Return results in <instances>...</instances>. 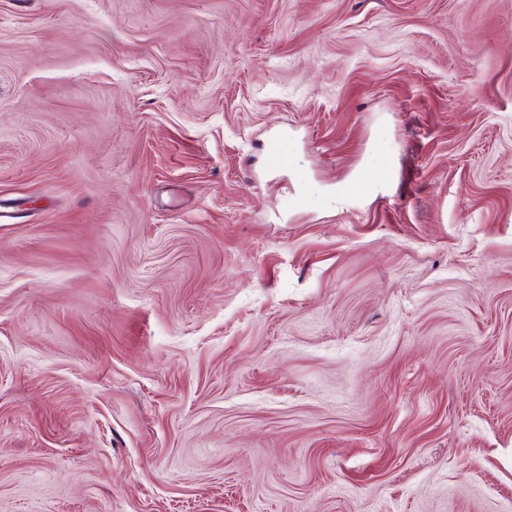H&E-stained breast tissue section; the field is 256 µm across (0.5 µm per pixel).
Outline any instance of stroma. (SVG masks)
Listing matches in <instances>:
<instances>
[{"mask_svg": "<svg viewBox=\"0 0 512 512\" xmlns=\"http://www.w3.org/2000/svg\"><path fill=\"white\" fill-rule=\"evenodd\" d=\"M0 512H512V0H0Z\"/></svg>", "mask_w": 512, "mask_h": 512, "instance_id": "35a3bbf8", "label": "stroma"}]
</instances>
